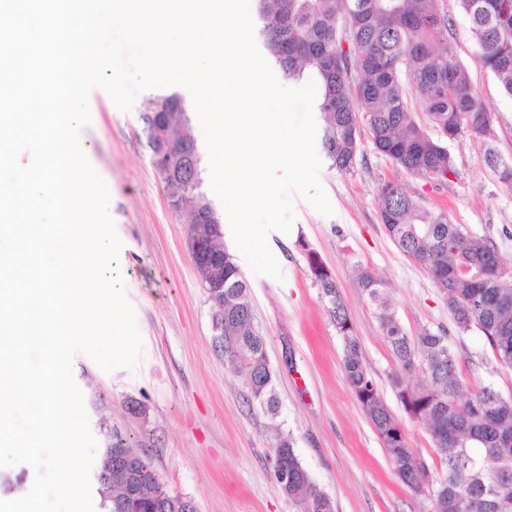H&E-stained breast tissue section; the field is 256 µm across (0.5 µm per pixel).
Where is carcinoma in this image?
I'll list each match as a JSON object with an SVG mask.
<instances>
[{"label": "carcinoma", "mask_w": 512, "mask_h": 512, "mask_svg": "<svg viewBox=\"0 0 512 512\" xmlns=\"http://www.w3.org/2000/svg\"><path fill=\"white\" fill-rule=\"evenodd\" d=\"M456 3L469 21L483 66L512 96V16L502 17L499 0ZM256 14L260 36L283 76L299 86L315 83L314 106L322 117V145L331 167L353 168L365 129L373 148L394 166L413 176L443 177L455 168L447 142L466 133L482 142L485 165L497 168L498 180L512 189V158L501 157L492 145L491 113L474 95L466 67L448 55L447 47H438L449 19L440 14L437 0H256ZM153 103L173 108L156 113L150 111ZM144 109L142 131L151 157L159 152L156 128L170 146L167 163L157 168L167 189L184 190L196 182L189 192L190 219L221 222L201 191V158L185 99L178 93L156 96ZM428 125L440 138L428 134ZM378 206L390 239L426 269L457 331L478 330L496 361L512 367V287H498L499 273L512 265L487 241L450 223L446 213L425 210L399 183L381 184ZM308 267L343 339L346 382L402 484L416 491L426 480L434 512H512V397L491 383L462 394L458 357L448 336L427 328L408 335L381 280L360 269L361 285L395 359L403 370L423 374L417 385L398 378L393 384L404 410L426 426L442 455L446 475L427 478L362 362L335 281L313 252ZM223 358L226 369L243 375L249 404L276 416L274 376L265 338L254 324L250 287L227 251ZM106 432L108 444L95 473L103 512H196L191 499L168 491L147 449H133L115 427ZM283 465L290 476L286 485L279 482ZM272 472L280 492L300 512H335L333 500L315 486L296 455L292 437L281 430Z\"/></svg>", "instance_id": "1"}]
</instances>
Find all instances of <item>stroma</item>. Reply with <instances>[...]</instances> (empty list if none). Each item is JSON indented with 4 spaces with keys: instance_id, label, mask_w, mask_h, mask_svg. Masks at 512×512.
I'll use <instances>...</instances> for the list:
<instances>
[{
    "instance_id": "35a3bbf8",
    "label": "stroma",
    "mask_w": 512,
    "mask_h": 512,
    "mask_svg": "<svg viewBox=\"0 0 512 512\" xmlns=\"http://www.w3.org/2000/svg\"><path fill=\"white\" fill-rule=\"evenodd\" d=\"M437 5L449 20L448 52L467 67L474 94L493 116V144L510 158L512 98L483 68L456 0ZM147 96L137 92L124 112L103 89L88 95L87 158L110 194L109 211L123 243L119 266L143 340L132 369L108 373L85 354L72 359L98 448L107 444L102 423L120 428L130 442L147 446L168 490L190 498L197 512H298L271 477L278 426L292 436L297 456L336 512H433L429 491L415 493L400 482L346 382L342 339L310 277L308 255L316 253L336 282L362 359L414 457L426 461L432 475L441 474L444 463L429 431L405 412L392 384L400 376L415 385L422 376L401 372L358 271L382 280L409 335L428 328L448 336L466 388L490 382L512 396V369L498 364L480 332H457L425 269L388 236L377 201L382 183H401L424 209L447 213L451 223L491 241L512 263V190L485 165L481 142L467 134L449 142L455 173L431 181L394 167L365 135L350 171L321 164L319 180L332 215L290 192L289 231L267 236L280 278L255 273L247 263L240 267L275 375L280 413L273 418L248 407L242 378L225 370L213 348L214 309L190 253L189 208L173 204L142 133Z\"/></svg>"
}]
</instances>
